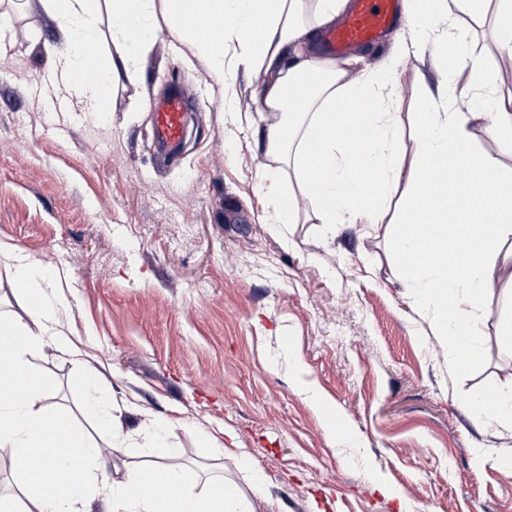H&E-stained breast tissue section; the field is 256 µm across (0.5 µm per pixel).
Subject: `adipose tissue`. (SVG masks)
Wrapping results in <instances>:
<instances>
[{"mask_svg":"<svg viewBox=\"0 0 512 512\" xmlns=\"http://www.w3.org/2000/svg\"><path fill=\"white\" fill-rule=\"evenodd\" d=\"M56 21L68 52L57 55L54 76L79 89L100 109L110 94L103 66L86 77L88 50L96 49L97 22L107 15L112 36L127 52L124 70L155 37V19L195 42L217 81L225 79V44L233 42L237 66L275 72L262 106L278 115L267 151L293 161L304 191L317 205L320 223H380L403 174L391 99L408 44L383 70L353 82L348 70L315 55L317 30L341 14L348 0H39ZM313 5L315 21L300 15ZM464 112H420L415 117L419 156L402 220L391 227L396 265L407 287L418 289L421 309L433 310L436 333L452 336V369L465 370L477 354L479 319L470 308L496 288L503 244L512 241V169L472 146ZM319 177H311L314 157ZM374 180L362 178L358 167ZM30 309L33 323L0 317V447L11 451L21 481L18 492L0 497V512H91L88 500L103 496L105 512H252L240 485L209 481L193 491L192 473L161 462L129 470L118 487L107 484L101 453L62 412L45 413L40 401L54 379L27 368L28 355L67 347L55 308L43 301L58 269L45 270L32 285V259L5 253Z\"/></svg>","mask_w":512,"mask_h":512,"instance_id":"ef3b65f1","label":"adipose tissue"}]
</instances>
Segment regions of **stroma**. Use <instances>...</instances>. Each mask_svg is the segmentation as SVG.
Instances as JSON below:
<instances>
[{
    "mask_svg": "<svg viewBox=\"0 0 512 512\" xmlns=\"http://www.w3.org/2000/svg\"><path fill=\"white\" fill-rule=\"evenodd\" d=\"M0 34V245L36 269L66 275L48 290L61 327L82 353L48 348L28 358L55 379L43 408L67 412L106 456V476L156 460L147 433L172 422L169 464L199 482L243 481L240 455L262 470L257 512H512V428L468 417L478 393L512 395V349L498 327L512 317V283L483 301L480 353L463 372L452 339L435 337L391 254L400 183L382 223H320L294 169L268 156L275 114L261 97L271 76L231 71L220 85L190 42L160 28L134 72L116 70L106 113L52 77L61 51L55 21L37 0H12ZM500 15L460 13L464 56L448 63L434 39L403 20L361 47L352 79L380 68L401 42L419 48L386 94L405 163L418 154L415 115L489 113L512 98V55L499 51ZM492 76L476 99L471 58ZM183 87L192 117L180 153L159 163L151 112ZM293 192L292 223L269 198ZM102 375L113 432L84 412L83 367ZM350 435L343 442L330 429Z\"/></svg>",
    "mask_w": 512,
    "mask_h": 512,
    "instance_id": "35a3bbf8",
    "label": "stroma"
}]
</instances>
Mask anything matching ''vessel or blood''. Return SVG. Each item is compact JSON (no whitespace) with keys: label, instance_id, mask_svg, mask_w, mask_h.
Returning <instances> with one entry per match:
<instances>
[{"label":"vessel or blood","instance_id":"vessel-or-blood-1","mask_svg":"<svg viewBox=\"0 0 512 512\" xmlns=\"http://www.w3.org/2000/svg\"><path fill=\"white\" fill-rule=\"evenodd\" d=\"M399 0H352L349 11L323 39L328 56L342 55L349 47L379 43L401 20ZM189 98L175 87L155 105L152 112V139L156 148L171 152L182 144L186 131Z\"/></svg>","mask_w":512,"mask_h":512}]
</instances>
